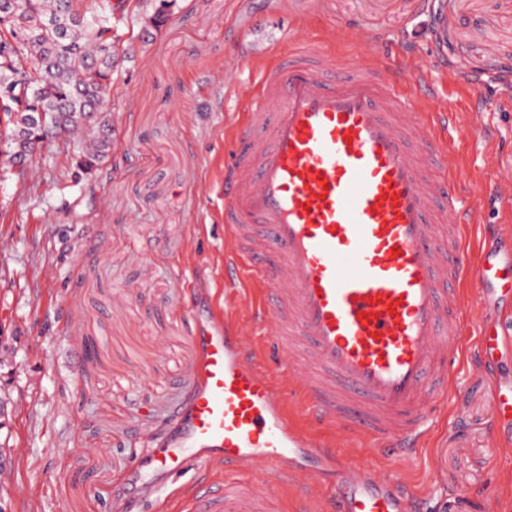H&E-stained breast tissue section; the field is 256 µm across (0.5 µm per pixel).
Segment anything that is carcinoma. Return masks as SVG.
Returning <instances> with one entry per match:
<instances>
[{
	"instance_id": "1",
	"label": "carcinoma",
	"mask_w": 512,
	"mask_h": 512,
	"mask_svg": "<svg viewBox=\"0 0 512 512\" xmlns=\"http://www.w3.org/2000/svg\"><path fill=\"white\" fill-rule=\"evenodd\" d=\"M0 0V96L8 115L0 129L4 163L23 167L37 149H73L76 168H94L112 152V85L127 49L120 27L144 19L159 30L177 0Z\"/></svg>"
}]
</instances>
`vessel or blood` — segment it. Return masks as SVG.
<instances>
[{"label":"vessel or blood","mask_w":512,"mask_h":512,"mask_svg":"<svg viewBox=\"0 0 512 512\" xmlns=\"http://www.w3.org/2000/svg\"><path fill=\"white\" fill-rule=\"evenodd\" d=\"M432 99L425 72L374 53L342 66L322 47L262 67L224 174V274L250 281L251 316L283 348L280 372L209 307L190 335V413L137 494L166 512H280L274 489L289 484L293 512H408L398 476L350 458L422 446L463 357L469 292L486 308L512 295V256L470 240L471 227L498 226L442 168L456 141L486 130ZM499 342L483 322L486 359ZM286 381L314 423L362 436L355 452L292 418ZM192 465L204 479L176 484ZM250 468L263 479L230 481Z\"/></svg>","instance_id":"obj_1"}]
</instances>
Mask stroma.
Wrapping results in <instances>:
<instances>
[{"instance_id": "stroma-1", "label": "stroma", "mask_w": 512, "mask_h": 512, "mask_svg": "<svg viewBox=\"0 0 512 512\" xmlns=\"http://www.w3.org/2000/svg\"><path fill=\"white\" fill-rule=\"evenodd\" d=\"M331 27L427 70L459 123L480 109L487 134L457 143V172L486 223L512 226L485 196L512 166V0H178L160 32L128 43L103 165L78 177L70 153L41 150L0 167V512H158L134 472L188 409L191 308L250 317L245 281L224 279V155L254 50L317 46ZM494 320L506 345L488 366L467 350L424 448L351 459L401 477L416 512H512V423L494 401L512 383V299Z\"/></svg>"}]
</instances>
